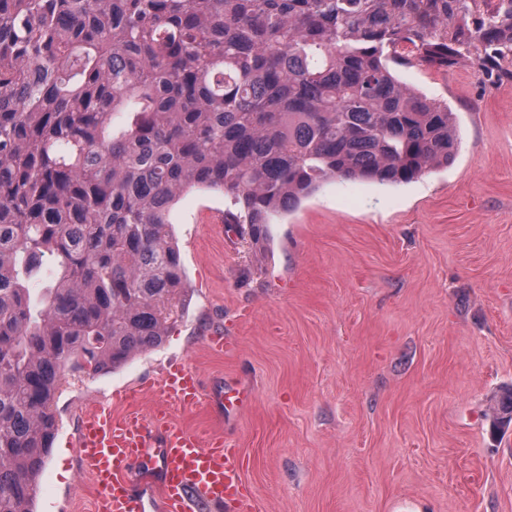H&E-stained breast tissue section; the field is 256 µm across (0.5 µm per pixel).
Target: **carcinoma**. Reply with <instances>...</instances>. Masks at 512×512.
Listing matches in <instances>:
<instances>
[{"label":"carcinoma","mask_w":512,"mask_h":512,"mask_svg":"<svg viewBox=\"0 0 512 512\" xmlns=\"http://www.w3.org/2000/svg\"><path fill=\"white\" fill-rule=\"evenodd\" d=\"M463 60L512 63V0H0V512H34L65 373L179 317L182 194L259 244L327 181L446 167L448 102L396 67Z\"/></svg>","instance_id":"1"}]
</instances>
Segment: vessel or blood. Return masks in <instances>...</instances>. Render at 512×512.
<instances>
[{
  "mask_svg": "<svg viewBox=\"0 0 512 512\" xmlns=\"http://www.w3.org/2000/svg\"><path fill=\"white\" fill-rule=\"evenodd\" d=\"M162 402L152 413L118 416L105 404L87 409L75 433L83 471L98 494L94 512H254L244 495L242 466L220 435L175 424L169 402L207 403L217 416L241 411L252 399L236 380L204 392L197 371L180 363L158 378Z\"/></svg>",
  "mask_w": 512,
  "mask_h": 512,
  "instance_id": "vessel-or-blood-1",
  "label": "vessel or blood"
}]
</instances>
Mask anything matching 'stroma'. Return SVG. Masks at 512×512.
Returning <instances> with one entry per match:
<instances>
[{"label":"stroma","mask_w":512,"mask_h":512,"mask_svg":"<svg viewBox=\"0 0 512 512\" xmlns=\"http://www.w3.org/2000/svg\"><path fill=\"white\" fill-rule=\"evenodd\" d=\"M447 100L458 151L408 184L333 181L252 245L183 194L169 220L187 286L163 344L114 371L67 374L35 512H93L74 446L83 412L179 360L206 389L239 379L251 406L219 419L171 405L236 448L255 512H512V79L472 62L400 69ZM230 336L212 353L209 336Z\"/></svg>","instance_id":"35a3bbf8"}]
</instances>
